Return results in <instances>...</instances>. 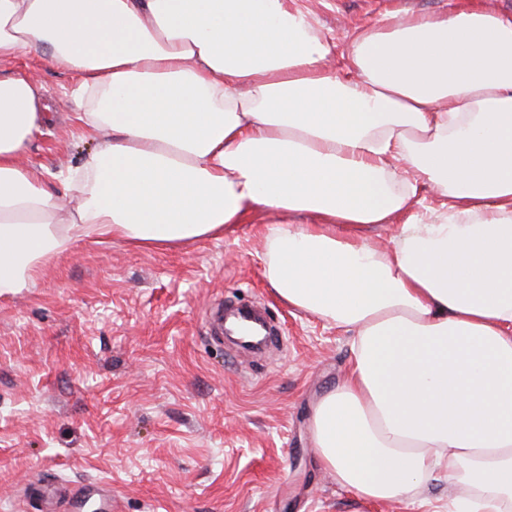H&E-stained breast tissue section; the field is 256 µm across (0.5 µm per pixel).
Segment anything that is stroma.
Here are the masks:
<instances>
[{
    "instance_id": "obj_1",
    "label": "stroma",
    "mask_w": 512,
    "mask_h": 512,
    "mask_svg": "<svg viewBox=\"0 0 512 512\" xmlns=\"http://www.w3.org/2000/svg\"><path fill=\"white\" fill-rule=\"evenodd\" d=\"M343 68L357 28L387 13L512 0H300ZM49 118L21 155L60 193L94 144L73 119L76 76L37 50L0 63ZM265 222L164 251L78 244L30 287L0 295V512H67L90 481L117 512H442L439 477L413 498L364 501L320 468L318 398L341 380L348 333L283 303L263 277ZM268 308L280 342L250 361L210 339L224 298Z\"/></svg>"
}]
</instances>
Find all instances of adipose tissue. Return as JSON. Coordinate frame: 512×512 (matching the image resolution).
<instances>
[{
  "label": "adipose tissue",
  "mask_w": 512,
  "mask_h": 512,
  "mask_svg": "<svg viewBox=\"0 0 512 512\" xmlns=\"http://www.w3.org/2000/svg\"><path fill=\"white\" fill-rule=\"evenodd\" d=\"M31 49L80 76L95 150L51 193L18 162L38 90L0 76V294L78 242L269 214L270 288L352 337L313 409L320 467L371 501L441 475L448 512H512V15H392L342 72L297 0H0V59Z\"/></svg>",
  "instance_id": "obj_1"
}]
</instances>
